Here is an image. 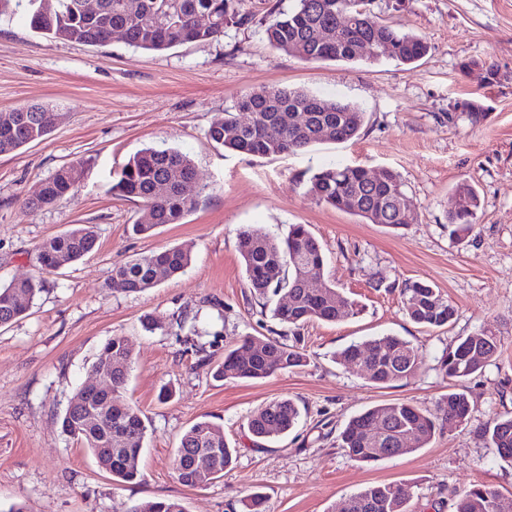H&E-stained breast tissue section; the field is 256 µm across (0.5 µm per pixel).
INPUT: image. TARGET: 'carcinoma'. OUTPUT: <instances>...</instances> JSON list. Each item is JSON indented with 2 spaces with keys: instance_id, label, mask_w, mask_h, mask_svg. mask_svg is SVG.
I'll use <instances>...</instances> for the list:
<instances>
[{
  "instance_id": "cac0c4a2",
  "label": "carcinoma",
  "mask_w": 512,
  "mask_h": 512,
  "mask_svg": "<svg viewBox=\"0 0 512 512\" xmlns=\"http://www.w3.org/2000/svg\"><path fill=\"white\" fill-rule=\"evenodd\" d=\"M235 0H143V10L135 15L125 9L124 0H56L54 13L38 12L39 0H0V21L11 19L25 7L30 28L39 34L89 46L102 45L111 31L121 28L126 42L146 51H162L185 43L205 41L224 34V27L236 17ZM212 16L206 28L193 25L197 14ZM333 32L334 40L324 42L322 31ZM265 38L277 50L305 61L354 62L382 56L401 64H413L425 57L429 43L421 36L401 32L369 14L357 10L352 0H297L295 9L267 25ZM382 41L379 53L363 56L359 46ZM299 110L300 120H291L289 110ZM248 112V121L236 117ZM39 112L25 106L0 111V155L13 153L44 137L49 129L40 124ZM364 112L342 101H327L311 93L260 88L242 95L235 112L212 124L209 138L217 145L247 156H279L304 150L324 141L344 143L359 136ZM81 170L71 164L58 168L42 184L39 196L28 201L33 209L56 205L79 183ZM166 186L159 193V186ZM460 207L448 212V232L461 237L476 227L480 198L476 188L462 182L455 188ZM108 193L142 203L133 231L149 234L165 224H177L198 204L200 189L191 159L177 149L146 147L122 167ZM308 193L318 202L358 216L371 224L390 228L403 225L398 202L406 196L397 173L382 169L373 174L361 165L320 168L308 180ZM96 227L77 224L63 233L44 239L43 272L50 273L74 263L94 250ZM237 250L254 294L272 298L288 295V303L276 302L272 316L282 324L301 326L310 322L334 323L356 316L362 306L329 284L320 293L309 288L306 275L324 266L322 246L304 224H293L279 238L260 229L246 228L238 234ZM192 250L174 246L147 256L127 260L112 267V281L121 282L122 291L142 293L155 287L160 278L186 271ZM43 281L31 277L0 285V327L9 326L29 310L41 292ZM403 305L409 318L428 328H442L452 322L455 308L431 286L414 282L403 290ZM498 352L494 337L475 334L458 339L445 351L441 366L450 378H466L488 365ZM362 358L363 376L375 385H389L414 375L422 366V356L410 341L400 336H371L351 343L334 354L348 363ZM109 360L107 374L112 394H95V403L111 408L99 419L90 418L81 386L60 417L65 429L77 427L74 437L96 459L99 467L120 483H134L141 477L140 457L147 434L141 410L123 398L133 364V351L123 336L109 338L96 361ZM306 357L292 345L277 339L247 338L224 352L219 375L224 379H264L305 366ZM448 422L464 421L470 410L463 392H450L437 404ZM301 416L291 399L269 402L247 423L249 432L263 439L287 434ZM436 430L435 417L408 402L375 405L354 416L339 437V447L359 464L384 460L392 449L402 457L429 445ZM499 458L512 464V416L498 418L484 431ZM207 448L214 461L212 478L202 479L194 465L197 452ZM233 458V449L224 440L221 426L208 420L191 425L183 434L173 461L176 479L188 488H199L224 474ZM348 512H408V495L394 483L366 487L350 498ZM134 512H185L182 502L163 499L148 502ZM455 512H512V500L498 491L475 485L457 494Z\"/></svg>"
}]
</instances>
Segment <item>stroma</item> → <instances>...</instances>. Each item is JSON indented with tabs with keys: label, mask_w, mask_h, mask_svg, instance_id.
I'll list each match as a JSON object with an SVG mask.
<instances>
[{
	"label": "stroma",
	"mask_w": 512,
	"mask_h": 512,
	"mask_svg": "<svg viewBox=\"0 0 512 512\" xmlns=\"http://www.w3.org/2000/svg\"><path fill=\"white\" fill-rule=\"evenodd\" d=\"M294 6L235 0L238 19L223 36L163 51L118 36L100 46L46 38L22 10L0 24V110L35 103L59 116L43 139L0 156V284L36 274L44 281L27 316L0 328V512L14 502L26 512H132L165 498L180 499L186 512H240V498L253 492L268 512H340L364 487L390 482L408 491L411 512H454L457 493L475 484L512 499V466L483 434L512 415V0H372L374 21L428 41V54L410 65L385 57L311 63L273 49L265 27ZM262 87L351 103L365 114L363 128L345 143L272 157L212 142V124ZM473 105L482 112L475 124ZM150 146L187 154L203 192L180 223L141 237L130 231L141 202L108 189ZM68 164L81 168L77 188L55 206L30 209L42 181ZM333 164L398 173L414 219L392 230L318 203L301 179ZM464 181L481 206L474 232L459 240L448 235V212ZM74 224L96 225L95 250L39 274L37 245ZM292 224L309 225L324 248L327 265L314 279L359 301V315L293 327L250 294L239 231L283 236ZM175 245L193 251L183 274L137 295L113 287L114 264ZM414 282L454 306L450 325L427 329L409 318L402 290ZM475 333L497 339V357L449 379L443 352ZM386 334L422 355L410 378L376 386L332 359L351 342ZM113 336L133 349L125 397L148 419L142 477L132 484L113 481L59 424ZM249 336L297 346L308 364L263 380L216 378L225 350ZM163 388L170 396L162 402ZM451 391L468 395L469 416L440 423L426 448L361 465L338 446L366 408L405 401L432 413ZM279 398L299 405L298 425L277 440L254 438L248 419ZM201 419L223 427L236 453L222 477L191 489L172 464L182 434Z\"/></svg>",
	"instance_id": "stroma-1"
}]
</instances>
